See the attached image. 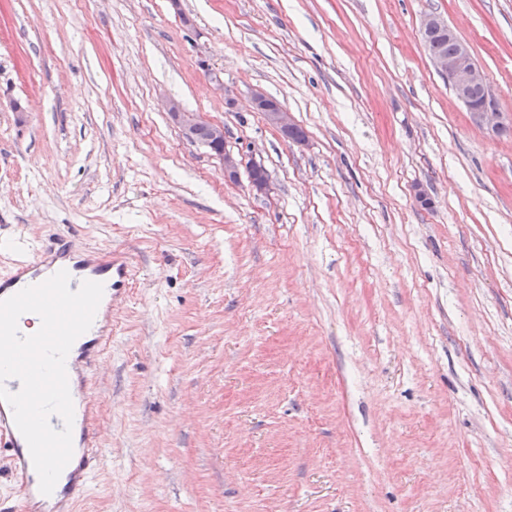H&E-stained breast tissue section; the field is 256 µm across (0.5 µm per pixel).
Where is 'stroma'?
<instances>
[{
	"label": "stroma",
	"instance_id": "1",
	"mask_svg": "<svg viewBox=\"0 0 512 512\" xmlns=\"http://www.w3.org/2000/svg\"><path fill=\"white\" fill-rule=\"evenodd\" d=\"M429 14L512 123V0H0V273L56 233L139 267L74 512H512V132ZM427 29L448 32L446 34L438 30H430L422 35V40L430 56L431 64L437 72L446 78L448 86L451 87L457 99L470 112H477L479 117L490 124L497 133L511 131V127L505 126L501 121V112L498 108L491 107L486 102L479 103L473 97V92L476 89L483 91L487 89V82L483 71L476 64L469 46L457 38L455 32L440 16H425L421 22V31L424 32ZM451 39L455 40L456 45ZM272 99L260 92H256L252 97V106L256 112H263L266 120L277 128L287 139L288 136L298 131L291 114L283 109L278 103L271 105ZM165 109L167 112H170L173 119L180 125L183 133L188 138H193L199 129L197 140L203 142V140L208 139L210 130L212 135L210 139V141H212L210 148L222 159L224 163L225 179L230 181L237 179L239 166L242 161L237 159V157L227 150L224 145V128L222 126L209 123V129L207 127H201L205 122L200 120L193 113L186 112L176 100L167 101L165 103Z\"/></svg>",
	"mask_w": 512,
	"mask_h": 512
}]
</instances>
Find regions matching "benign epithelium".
Segmentation results:
<instances>
[{"label": "benign epithelium", "instance_id": "obj_1", "mask_svg": "<svg viewBox=\"0 0 512 512\" xmlns=\"http://www.w3.org/2000/svg\"><path fill=\"white\" fill-rule=\"evenodd\" d=\"M438 29L448 33V38L455 40V52L448 57H430V62L437 72H439L448 81L457 99L465 107L479 115V117L490 124L498 133H506L511 128L504 125L501 121V112L496 107H491L486 103H479L473 97V92L477 89L486 90L487 82L481 68L476 64L469 46L458 39L455 32L447 23L437 15H427L421 22V30ZM272 99L260 92H256L252 97L253 109L265 115L266 120L277 128L284 136L288 137L298 131L291 114L281 106L271 105ZM166 111L170 112L173 119L180 125L183 133L188 138L196 135L197 130L203 124L196 115L185 111L179 102L169 100L165 103ZM210 148L219 156L224 163V177L230 181L237 179L241 160L227 150L224 145V128L211 124ZM250 169V185L257 191H265L268 188V180L265 175V167L256 156H251L248 162Z\"/></svg>", "mask_w": 512, "mask_h": 512}]
</instances>
